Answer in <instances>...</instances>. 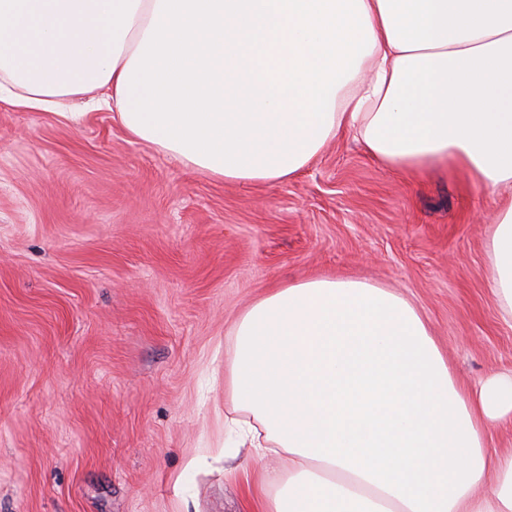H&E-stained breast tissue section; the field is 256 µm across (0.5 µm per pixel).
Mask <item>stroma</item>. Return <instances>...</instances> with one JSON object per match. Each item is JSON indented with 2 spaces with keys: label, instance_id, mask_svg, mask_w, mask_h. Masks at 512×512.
Wrapping results in <instances>:
<instances>
[{
  "label": "stroma",
  "instance_id": "35a3bbf8",
  "mask_svg": "<svg viewBox=\"0 0 512 512\" xmlns=\"http://www.w3.org/2000/svg\"><path fill=\"white\" fill-rule=\"evenodd\" d=\"M71 107L0 103V512H252L247 485L288 459L224 457L230 331L290 283L400 291L462 388L512 369L485 251L498 206L462 175L405 177L342 133L246 186Z\"/></svg>",
  "mask_w": 512,
  "mask_h": 512
}]
</instances>
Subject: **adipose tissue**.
I'll use <instances>...</instances> for the list:
<instances>
[{
    "mask_svg": "<svg viewBox=\"0 0 512 512\" xmlns=\"http://www.w3.org/2000/svg\"><path fill=\"white\" fill-rule=\"evenodd\" d=\"M0 88L24 112L97 93L135 139L240 184L306 168L351 132L379 165L512 190V0H0ZM512 319V199L486 242ZM230 399L260 512H512V374L461 390L398 291L278 288L235 322ZM486 447L491 451H507L512 448V426L495 425L487 429Z\"/></svg>",
    "mask_w": 512,
    "mask_h": 512,
    "instance_id": "adipose-tissue-1",
    "label": "adipose tissue"
}]
</instances>
